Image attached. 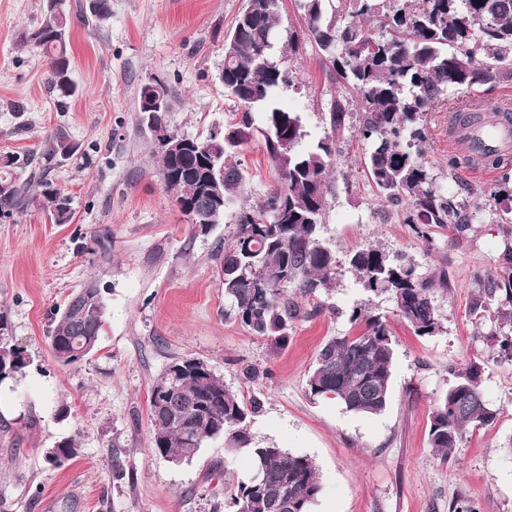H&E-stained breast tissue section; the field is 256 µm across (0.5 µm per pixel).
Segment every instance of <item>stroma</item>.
<instances>
[{"label":"stroma","instance_id":"1","mask_svg":"<svg viewBox=\"0 0 512 512\" xmlns=\"http://www.w3.org/2000/svg\"><path fill=\"white\" fill-rule=\"evenodd\" d=\"M247 0H109L110 15L89 21L90 0H68L70 60L77 87L58 100L48 66L24 38L40 26L45 0H0V161L16 160L18 183L36 186L38 169L70 199V219L56 224L40 209L0 221V312L6 338L27 348L33 365L0 386V512H224V486L247 470V457L206 441L174 464L150 446L148 395L178 357L205 360L233 393L257 397L253 442L311 457L322 492L312 512H512V357L496 336L512 323L495 306L477 307L480 276L497 271L508 240L502 210L489 202L500 174L477 182L448 167V114L429 113L424 157L437 190L461 205L466 232L431 225L428 238L399 223L367 183L361 159L368 146L345 133L336 157L334 190L320 226L335 253L336 279L306 299L312 317L296 321L286 342L251 335L229 317L219 263L232 222L196 233L158 177L153 137L137 110L143 85L170 90L171 132L204 137L237 123L242 107L218 74L224 40ZM295 0H280L279 34L301 37L288 56L294 76L281 105L301 117L307 141L324 137V116L350 88L336 79L322 52L303 40ZM77 148L46 165L57 130ZM245 178L244 203L275 185L260 142L236 156ZM376 246L402 255L425 274L446 270L436 291L439 330L415 335L388 294L364 291L350 252ZM95 281L106 302L99 347L80 364L58 365L46 336L52 316L73 290ZM382 315L394 339L389 402L377 415L347 411L314 397L306 381L322 344L348 336L356 307ZM481 369L480 388L497 411L493 424L467 430L449 456L429 444L431 414L455 371ZM68 417H60V407ZM67 437L75 459L47 462ZM120 456L132 479L112 476Z\"/></svg>","mask_w":512,"mask_h":512}]
</instances>
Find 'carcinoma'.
Masks as SVG:
<instances>
[{
  "label": "carcinoma",
  "instance_id": "carcinoma-1",
  "mask_svg": "<svg viewBox=\"0 0 512 512\" xmlns=\"http://www.w3.org/2000/svg\"><path fill=\"white\" fill-rule=\"evenodd\" d=\"M40 27L28 40L49 65L48 83L61 98L75 93L71 77L67 0H54ZM306 36L328 56L336 77L352 90L359 112L357 132L370 145L363 170L377 197L396 211L404 224L430 226L458 223L466 228L461 211L436 189L432 170L424 160V122L428 113L447 104L451 92L476 84L512 80V0H298ZM279 0H254L240 13L224 42V90L243 107L241 121L224 129L228 140L191 137L184 153L173 159L155 147L159 178L175 203L192 201L204 163L224 166V208L244 188L241 169L232 155L252 138L262 141L277 169L276 188L261 202L235 213V229L224 240L222 284L229 302L226 314L253 336L281 343L289 324L315 313L288 297L294 288L304 297L329 287L336 255L319 238L318 226L332 190L337 140L347 129L351 112L335 102L328 112L325 137L305 147L300 116L283 109L280 89L292 83L291 71L273 60L278 39ZM380 19L373 30L363 18ZM262 114L256 125L251 114ZM288 140V147L280 140ZM77 147L63 133L54 137L45 161L71 157ZM14 190L0 195V215L12 217L37 205L63 219L56 206L63 191L42 177L38 192L16 185L5 168L0 183ZM349 265L368 293L389 294L401 318L419 336L440 328L434 301L438 289L448 288L443 272L423 274L400 256L367 247L350 254ZM483 299L498 303L501 320L512 323V248L502 267L480 279ZM106 315L104 300L98 314L74 324L61 313L48 333L49 350L63 366L82 362L90 352L71 354L82 338L100 337ZM351 320L360 324L351 336H336L318 352L308 375L313 397H332L347 411L377 415L388 402L394 362V341L387 321L357 307ZM13 358V371L0 383L23 375L32 359L26 348L0 339V350ZM209 365L191 358L172 361L153 383L149 396L150 442L154 453L168 461L190 457L203 442L224 436L228 450L245 449L250 472L234 484L224 500L230 512H310L321 492L313 460L286 448L253 446L248 419L259 400L245 401L230 392L223 379L198 374ZM480 368L472 365L457 375L432 413L429 443L443 455L456 448L469 428L491 424L497 411L480 391ZM192 421L199 433L186 435ZM76 442L66 438L48 452L51 462L71 460Z\"/></svg>",
  "mask_w": 512,
  "mask_h": 512
}]
</instances>
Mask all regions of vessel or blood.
<instances>
[{
  "mask_svg": "<svg viewBox=\"0 0 512 512\" xmlns=\"http://www.w3.org/2000/svg\"><path fill=\"white\" fill-rule=\"evenodd\" d=\"M484 112V120L467 126L449 120L448 147L452 154L473 160V173L489 176L494 169L485 164V156L512 155V101L485 106Z\"/></svg>",
  "mask_w": 512,
  "mask_h": 512,
  "instance_id": "b4317fda",
  "label": "vessel or blood"
}]
</instances>
